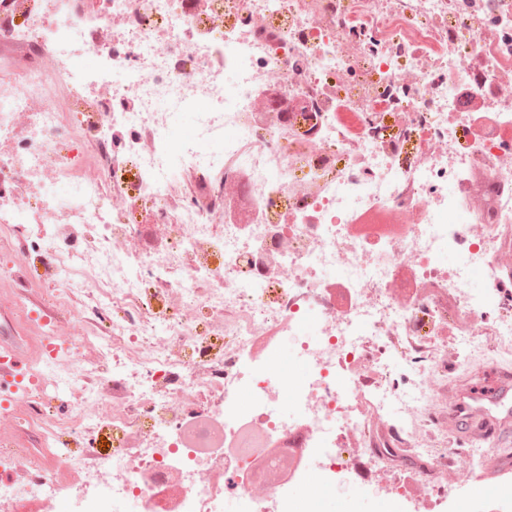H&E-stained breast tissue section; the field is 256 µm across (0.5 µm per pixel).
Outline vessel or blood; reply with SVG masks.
I'll return each instance as SVG.
<instances>
[{"label":"vessel or blood","mask_w":512,"mask_h":512,"mask_svg":"<svg viewBox=\"0 0 512 512\" xmlns=\"http://www.w3.org/2000/svg\"><path fill=\"white\" fill-rule=\"evenodd\" d=\"M28 376L15 349L0 350V387L21 389ZM449 393V432L470 444L488 441L496 447L484 472L486 479L512 475V373L499 368L488 383H460Z\"/></svg>","instance_id":"1"}]
</instances>
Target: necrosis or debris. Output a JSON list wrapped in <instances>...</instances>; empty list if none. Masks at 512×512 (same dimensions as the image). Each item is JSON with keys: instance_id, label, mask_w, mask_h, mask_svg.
I'll return each mask as SVG.
<instances>
[{"instance_id": "4bbe7bcc", "label": "necrosis or debris", "mask_w": 512, "mask_h": 512, "mask_svg": "<svg viewBox=\"0 0 512 512\" xmlns=\"http://www.w3.org/2000/svg\"><path fill=\"white\" fill-rule=\"evenodd\" d=\"M137 198L169 251L130 221ZM0 238L19 269L38 246L58 305L92 302L38 326V386L11 402L80 399L30 413L44 453L21 479L0 456V505L297 512L312 476L325 512L347 474L379 495L387 416L440 468L448 443L424 431L449 300L496 305L512 355V0H0ZM284 334L303 383L274 369ZM102 427L148 433L57 445Z\"/></svg>"}]
</instances>
